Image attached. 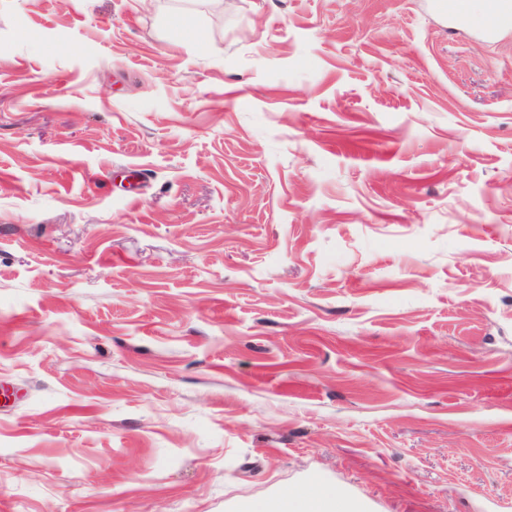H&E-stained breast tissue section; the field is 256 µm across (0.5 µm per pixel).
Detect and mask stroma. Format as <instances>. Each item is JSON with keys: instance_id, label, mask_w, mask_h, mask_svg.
Instances as JSON below:
<instances>
[{"instance_id": "1", "label": "stroma", "mask_w": 512, "mask_h": 512, "mask_svg": "<svg viewBox=\"0 0 512 512\" xmlns=\"http://www.w3.org/2000/svg\"><path fill=\"white\" fill-rule=\"evenodd\" d=\"M483 20L0 0V512H512ZM334 504L335 500L328 495L314 497L307 494L295 498L290 506V510L294 512H311L318 508L331 510Z\"/></svg>"}]
</instances>
